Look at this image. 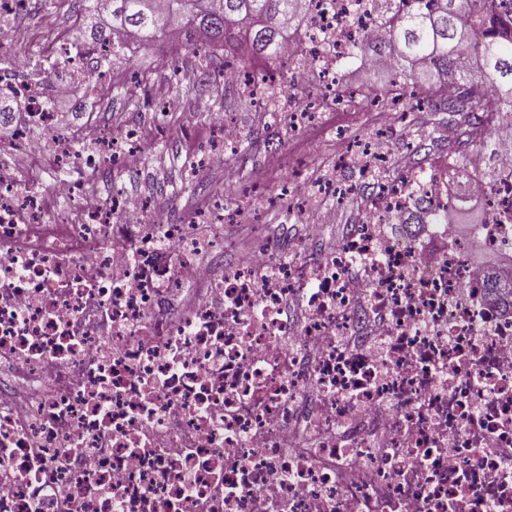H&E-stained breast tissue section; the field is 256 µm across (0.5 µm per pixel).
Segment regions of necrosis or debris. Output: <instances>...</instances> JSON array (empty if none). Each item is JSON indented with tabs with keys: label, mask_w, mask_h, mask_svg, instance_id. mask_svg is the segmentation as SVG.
Listing matches in <instances>:
<instances>
[{
	"label": "necrosis or debris",
	"mask_w": 512,
	"mask_h": 512,
	"mask_svg": "<svg viewBox=\"0 0 512 512\" xmlns=\"http://www.w3.org/2000/svg\"><path fill=\"white\" fill-rule=\"evenodd\" d=\"M383 0H303L289 65L331 80L375 38ZM53 88L26 58L0 74L24 103L15 173L46 153L98 169L136 128L84 150L49 111L94 79L71 49ZM337 141L326 181L387 160L385 130ZM485 223H412L448 184L383 182L321 257L307 239L224 261V207L193 224L145 200L93 204L69 180L49 221L32 183L0 172V512H512V305L492 306L476 250L512 256V156L474 153ZM301 303L293 319L289 308Z\"/></svg>",
	"instance_id": "necrosis-or-debris-1"
}]
</instances>
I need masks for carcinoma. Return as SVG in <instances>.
Segmentation results:
<instances>
[{"instance_id": "1", "label": "carcinoma", "mask_w": 512, "mask_h": 512, "mask_svg": "<svg viewBox=\"0 0 512 512\" xmlns=\"http://www.w3.org/2000/svg\"><path fill=\"white\" fill-rule=\"evenodd\" d=\"M67 2L73 14L91 22L90 40L75 36L80 52L112 44V60L130 66L129 52L166 38L177 27L184 42L172 45L168 62L190 40L192 33L203 36L205 44L195 48L202 57L217 50L238 53L236 44L245 37L249 56L239 67L252 69V60L280 59L288 36L286 24L298 22L297 0H111L108 17L112 23L101 26L98 0H33L37 8H57ZM385 0L382 34L359 48L370 55L392 62L399 87V105L413 112L421 103L418 95L437 101L434 111L446 112L454 124L464 128L466 144L493 154L511 152L512 141L485 142L476 124L478 115L488 123L512 114V20L501 32L478 33L466 22L469 15H483L489 0ZM449 86L462 88L452 100L441 98ZM486 287L498 302L512 289L509 279L491 266Z\"/></svg>"}]
</instances>
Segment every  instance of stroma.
I'll list each match as a JSON object with an SVG mask.
<instances>
[{"label": "stroma", "mask_w": 512, "mask_h": 512, "mask_svg": "<svg viewBox=\"0 0 512 512\" xmlns=\"http://www.w3.org/2000/svg\"><path fill=\"white\" fill-rule=\"evenodd\" d=\"M71 27L79 31L83 25L72 22L66 10L26 11L13 20L7 41L36 59L46 46L48 29ZM165 54V43H155L138 52L129 83L116 85L107 76L103 82L111 90L106 96L77 93L67 103L73 124L90 119L101 129L126 124L140 129L141 147L125 166L92 173L60 167L47 154L34 162L28 179L47 191L58 179L72 178L84 182L86 189L109 201L118 194L130 195L157 165L167 171L169 183L163 191L151 194L150 201L153 206L170 209L175 222L194 223L198 214L220 198L237 214L236 223L225 225L224 234L235 239L239 249L249 248V225L255 218L266 224L273 242L283 244L299 238L303 226L298 202L285 190L288 173L285 162L288 156L298 153L304 159L308 180L326 175L336 154L335 117L327 115L320 127L309 128L289 123L288 113L321 95L322 86L309 81L297 85L283 82L278 78L281 63L268 64L266 69L256 70L255 75L261 79L265 74H275L276 90L264 108L257 109L245 103L238 89L215 79V72L229 65V58L220 55L204 63L187 49L178 58L176 67L171 68L163 62ZM201 67L207 74L191 87H183L176 78L177 70ZM213 112L232 113L241 129L237 150L225 155L224 166L234 167L240 180L261 182L263 194L250 197L225 194L224 167L197 166L198 151L215 137L209 122ZM448 120L444 112L425 109L412 113L406 130L388 140V167L373 179L351 178L355 200L323 197L320 204L329 213L325 239L340 240L348 225L361 220L359 197L372 192L377 183L393 179L407 169L427 168L435 158L447 155L448 145L437 139L436 132Z\"/></svg>", "instance_id": "stroma-1"}]
</instances>
